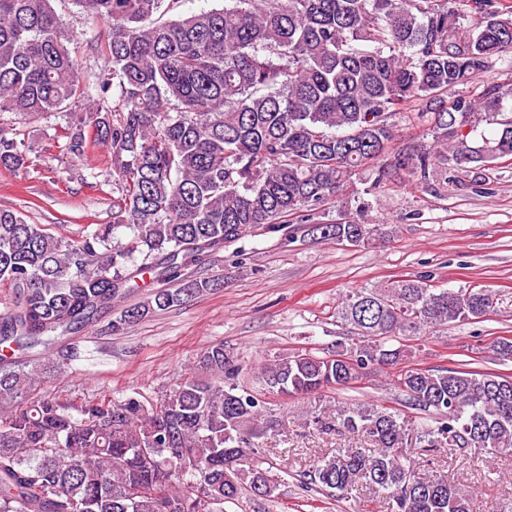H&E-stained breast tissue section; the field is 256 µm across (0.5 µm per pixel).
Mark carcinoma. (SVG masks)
I'll return each instance as SVG.
<instances>
[{"mask_svg": "<svg viewBox=\"0 0 512 512\" xmlns=\"http://www.w3.org/2000/svg\"><path fill=\"white\" fill-rule=\"evenodd\" d=\"M55 0H0V112L43 115L84 104L63 128L64 150L93 144L112 160L113 223L78 239L58 237L25 214L0 209V512H224L243 491L266 499L277 480L255 448L273 429L257 390L224 344L201 355L211 379H183L154 404L140 393L80 406L33 400L42 346L56 367L77 348L58 344L94 325L138 275L163 288L107 324L120 333L157 311L209 291L184 276L201 256L290 217L336 222L312 237L363 246L392 233L351 217L348 182L370 170L366 193L395 184L426 191L455 167L512 156V115L491 85L448 100L512 55V6L495 0H226L167 19L181 0H74L111 26L110 69L95 85L67 47ZM420 107L431 140L399 139L391 117ZM494 133L476 138L481 121ZM30 159L0 131V166ZM498 314L484 287L439 288L430 274L347 292L336 350L276 356L255 375L268 393L307 396L394 371L393 386L417 411L408 428L396 408L357 403L320 415L322 431L361 435L369 446L336 448L300 483L344 499L368 485L385 512H473V493L444 474H416L418 452L512 451V373L420 367L406 337ZM512 362V338L491 344ZM153 448L151 455L142 453Z\"/></svg>", "mask_w": 512, "mask_h": 512, "instance_id": "carcinoma-1", "label": "carcinoma"}]
</instances>
